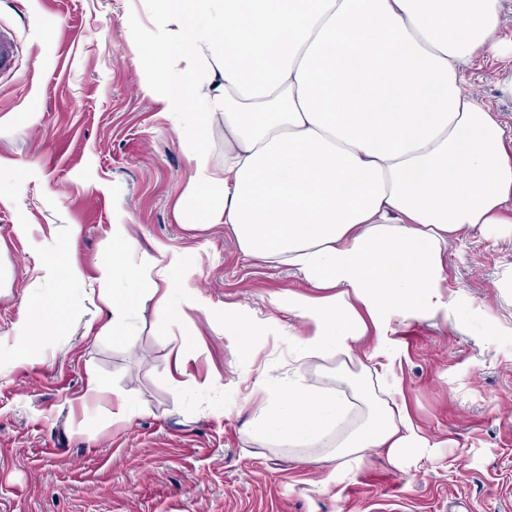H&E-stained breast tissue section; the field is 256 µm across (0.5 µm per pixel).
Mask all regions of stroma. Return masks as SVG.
<instances>
[{"instance_id":"35a3bbf8","label":"stroma","mask_w":512,"mask_h":512,"mask_svg":"<svg viewBox=\"0 0 512 512\" xmlns=\"http://www.w3.org/2000/svg\"><path fill=\"white\" fill-rule=\"evenodd\" d=\"M136 19L139 39L127 33ZM19 42L0 77V336L28 304L52 301L55 324L23 363L0 348V512H505L512 498V235L449 242L454 312L395 326L394 375L413 421L435 444L398 469L377 452L344 481L300 451L247 432L259 373L288 371L290 337L258 357L193 307L178 321L146 315L129 338L86 336L117 246L160 283L179 252L211 305L280 316L271 295L307 292L284 266L244 257L223 225L190 229L175 210L193 174L186 150L146 94L156 26L147 0H0ZM504 75L474 69L472 89L512 126ZM26 233H16V225ZM76 266L58 286L39 262ZM109 392L87 404L83 378ZM132 401L113 420L114 398Z\"/></svg>"}]
</instances>
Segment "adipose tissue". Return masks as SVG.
Segmentation results:
<instances>
[{
	"label": "adipose tissue",
	"instance_id": "ef3b65f1",
	"mask_svg": "<svg viewBox=\"0 0 512 512\" xmlns=\"http://www.w3.org/2000/svg\"><path fill=\"white\" fill-rule=\"evenodd\" d=\"M152 97L195 173L177 202L190 228L221 224L245 257L295 269L305 293L272 295L286 322L194 304L250 356L267 330L291 336L292 368L253 388L250 434L304 449L342 480L366 451L403 467L431 447L385 382L396 322L450 314L448 241L512 229V127L468 94L466 73L512 65L502 0H149ZM224 122V162L206 136ZM125 237L95 317L125 337L146 314L183 315L179 255L146 286Z\"/></svg>",
	"mask_w": 512,
	"mask_h": 512
}]
</instances>
